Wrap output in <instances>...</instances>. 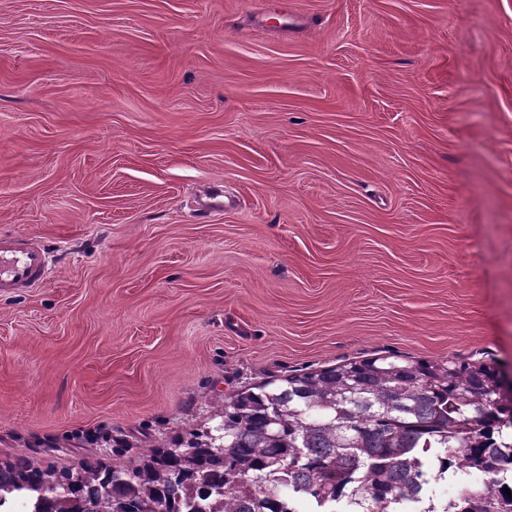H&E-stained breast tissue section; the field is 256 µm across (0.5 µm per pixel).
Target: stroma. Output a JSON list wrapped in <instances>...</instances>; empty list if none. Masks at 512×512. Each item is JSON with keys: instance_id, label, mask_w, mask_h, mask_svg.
I'll return each mask as SVG.
<instances>
[{"instance_id": "stroma-1", "label": "stroma", "mask_w": 512, "mask_h": 512, "mask_svg": "<svg viewBox=\"0 0 512 512\" xmlns=\"http://www.w3.org/2000/svg\"><path fill=\"white\" fill-rule=\"evenodd\" d=\"M0 461L351 361L512 378V0H0ZM123 446L113 449V439ZM46 258L36 241L25 235H0V293L33 288L44 277Z\"/></svg>"}]
</instances>
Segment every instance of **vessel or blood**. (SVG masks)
Masks as SVG:
<instances>
[{"label":"vessel or blood","instance_id":"b4317fda","mask_svg":"<svg viewBox=\"0 0 512 512\" xmlns=\"http://www.w3.org/2000/svg\"><path fill=\"white\" fill-rule=\"evenodd\" d=\"M46 258L36 241L25 235H0V293L12 294L39 284Z\"/></svg>","mask_w":512,"mask_h":512}]
</instances>
